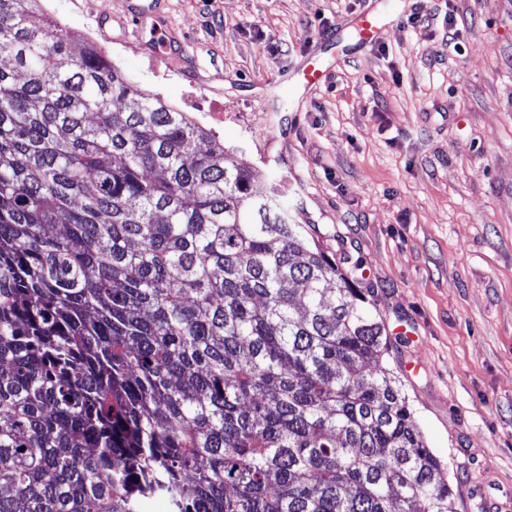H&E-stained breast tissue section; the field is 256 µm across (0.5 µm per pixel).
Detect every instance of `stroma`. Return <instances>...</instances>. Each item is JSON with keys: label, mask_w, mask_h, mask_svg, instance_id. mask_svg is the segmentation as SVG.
<instances>
[{"label": "stroma", "mask_w": 512, "mask_h": 512, "mask_svg": "<svg viewBox=\"0 0 512 512\" xmlns=\"http://www.w3.org/2000/svg\"><path fill=\"white\" fill-rule=\"evenodd\" d=\"M112 0L99 28L90 0H43L99 41L133 85L210 129L279 184L294 217L342 272L362 261L394 339L385 366L448 474L458 512L473 491L512 490V0H161L147 31ZM383 13L377 43L347 22ZM431 15L429 27L405 19ZM458 29L446 44L445 14ZM329 70L311 93L288 70L322 33ZM183 59L158 63L154 33Z\"/></svg>", "instance_id": "35a3bbf8"}]
</instances>
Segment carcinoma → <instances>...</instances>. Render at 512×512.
Wrapping results in <instances>:
<instances>
[{"mask_svg": "<svg viewBox=\"0 0 512 512\" xmlns=\"http://www.w3.org/2000/svg\"><path fill=\"white\" fill-rule=\"evenodd\" d=\"M39 2L0 0V512H457L362 263Z\"/></svg>", "mask_w": 512, "mask_h": 512, "instance_id": "1", "label": "carcinoma"}]
</instances>
